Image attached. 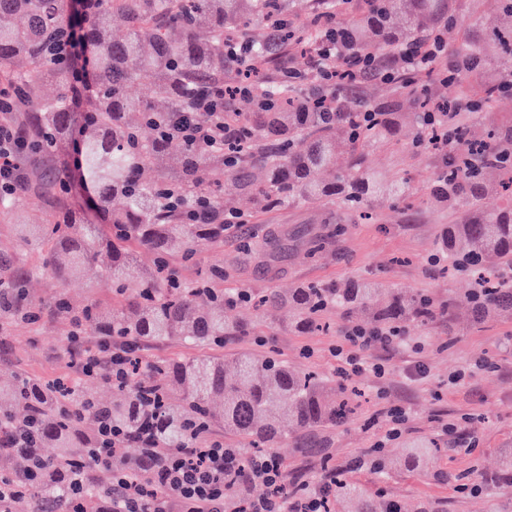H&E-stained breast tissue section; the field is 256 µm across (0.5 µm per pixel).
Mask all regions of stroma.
Returning a JSON list of instances; mask_svg holds the SVG:
<instances>
[{
  "mask_svg": "<svg viewBox=\"0 0 512 512\" xmlns=\"http://www.w3.org/2000/svg\"><path fill=\"white\" fill-rule=\"evenodd\" d=\"M497 0H449L453 22L443 28L448 45H456L480 26H512L500 17ZM358 100L409 113L411 119L398 142L381 143L365 153L367 166L387 178L408 181L411 196L393 204L368 202L363 211L348 209L336 202L323 207L295 203L256 211L252 195L239 171L227 172L220 192L225 212L243 214L244 228L228 230L222 243L206 248L193 259L172 258L171 267L185 280L204 276L208 267L223 264L225 285L284 292L311 283L344 286L352 282H376L406 294L430 296L437 305L436 317L410 322L404 327V344L396 350L373 351L383 360V378L350 376L351 384L362 392L356 417L316 431H293L274 445L289 483L315 482L323 466H340L362 456L377 443L394 452L412 440L427 439L440 446L438 474L390 471L379 475L362 469L353 472L354 481L384 499L399 502L402 512H512V492L497 489L499 460L512 449V314L475 321L469 294L471 278L444 274L448 253L441 246L445 226L460 223L467 206L446 207L433 201L430 192L445 168L441 155L416 147L420 134L417 104L396 85L371 83L356 89ZM82 197L66 195L48 202L25 191L13 200L11 212L0 213V253L13 255L23 277L24 299L39 305L44 315L34 324L0 319V373L30 377L50 383L72 375L86 397L107 402L109 385L93 378L73 375L68 353L71 323L58 315L54 303L66 296L73 303H91L109 311L120 307L112 276L95 265L67 280L57 279L44 252L21 247L15 234L18 222L39 216L48 219L68 207L85 205ZM345 224L344 234L326 236L329 217ZM324 236L323 249L308 256L299 247L278 257L244 259L246 240L276 237L297 229ZM226 317L245 326L244 334L226 340L220 352L225 359L249 354L256 357L277 352L289 366L314 372L330 386L341 378L332 350L343 344L345 330L355 325L354 317L330 308L322 320L327 331L301 333L290 326L288 309L259 310L230 306ZM423 362L428 373L414 380L409 369ZM484 362L475 370V362ZM462 371V385L448 383L450 373ZM407 411V421L399 440L383 442L393 406ZM452 421L473 443L472 448L449 450L441 435V423Z\"/></svg>",
  "mask_w": 512,
  "mask_h": 512,
  "instance_id": "1",
  "label": "stroma"
}]
</instances>
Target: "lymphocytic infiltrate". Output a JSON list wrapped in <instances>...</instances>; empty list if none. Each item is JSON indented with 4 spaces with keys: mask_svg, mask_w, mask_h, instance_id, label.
Returning <instances> with one entry per match:
<instances>
[{
    "mask_svg": "<svg viewBox=\"0 0 512 512\" xmlns=\"http://www.w3.org/2000/svg\"><path fill=\"white\" fill-rule=\"evenodd\" d=\"M321 35L310 53V68L298 70L291 53L277 57L281 79L291 84L307 83L309 111L328 117L348 112L352 102L339 94L340 88H353L371 82L405 83L408 78L432 75L448 47L441 34L429 33L403 44L396 51L352 64L338 54L340 29L336 14L321 13L316 23ZM254 101L257 110L275 107L271 91L238 81L233 92L214 91L199 96L191 112L172 113L159 126L162 137L186 142L198 151L220 150L228 166H235L247 141V122L236 112V99ZM472 101L461 98L421 113L423 131L443 128V148H450L456 137V118L470 111ZM29 141L28 130L15 113H0V194L13 195L29 186V172L23 159ZM345 342L335 351L342 375L384 376L382 363L367 358V351L396 349L401 340L397 328L354 325L346 329ZM139 346L120 336H102L95 343L84 342L80 333L70 336L71 365L85 378H96L112 385H123L129 364ZM88 410L96 415V438L87 461L69 466L70 490L58 499L53 512H82L81 496L86 482H93L103 503V512H327L335 491L337 472H354L364 467L354 457L341 469H325L321 479L298 496L286 494L288 478L280 458L271 452L242 457L222 440L196 435L184 447L164 448L155 443L149 428L130 432L114 425L108 412L91 402ZM124 448H139L145 455L128 471L111 467V455ZM1 453H19L31 463L29 471L0 475V512H12L20 498H34L42 470L51 461L42 451L36 419L16 428L0 440ZM263 486V495L250 494L252 486Z\"/></svg>",
    "mask_w": 512,
    "mask_h": 512,
    "instance_id": "f902f5d3",
    "label": "lymphocytic infiltrate"
}]
</instances>
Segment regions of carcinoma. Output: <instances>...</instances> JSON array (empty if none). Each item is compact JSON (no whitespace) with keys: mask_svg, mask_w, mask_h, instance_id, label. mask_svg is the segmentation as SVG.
Here are the masks:
<instances>
[{"mask_svg":"<svg viewBox=\"0 0 512 512\" xmlns=\"http://www.w3.org/2000/svg\"><path fill=\"white\" fill-rule=\"evenodd\" d=\"M75 14L70 0H0V85L11 92L13 111L35 113L32 150L59 153L70 144L73 119L69 91L75 81L69 66L65 39L68 31L81 33L80 41L90 51L94 86L75 145L81 172L95 192L94 210L107 217L102 229L84 212L66 209L52 224H18L16 235L28 246L47 252L54 260L55 274L67 279L89 263L112 274L125 310L102 313L91 305L77 306L59 298L55 311L96 336L108 333L137 342L180 339L200 345H224V339L242 332V327L224 314L226 299L250 303L255 295L246 289H224V270L217 265L210 285L196 286L160 274L175 256L192 258L198 250L224 238L222 224H188L181 213L168 206L180 199L189 207L204 196L207 184L224 180V155L198 154L183 146L175 165L152 180H145V167L161 163L169 141L162 139L157 122L173 112H186L197 96L224 85V34L244 28L256 54L268 49L263 30L277 17H288L292 8L285 0H82ZM444 0H380L345 27L339 44L342 58L352 60L367 54H387L416 37L445 15ZM127 23L121 39L112 38V15ZM512 34L483 31L454 50L458 60L455 81L463 84L471 73L486 69L501 57L500 47ZM161 104L132 98L128 88L143 80ZM51 82L58 96L45 101L44 83ZM307 98L286 99L278 112H258L257 129L270 143L257 155L244 160L249 170L246 184L254 191L257 209L264 211L285 202L319 203L340 197L351 208L376 197L400 199L409 193L405 182L389 181L365 166V148L398 136L405 125L401 112H386L381 121L362 134L356 128L357 113L338 112L324 123L315 112L306 111ZM152 136L144 139L139 128ZM255 129V130H257ZM250 130V140H255ZM512 141V127L491 128L486 137L472 141L464 136L454 144L456 157L448 159L432 198L450 207L466 200L470 212L459 224H450L441 235L455 267L460 272L488 268L499 259L512 264V201L498 211L479 207L492 186L488 170L512 169L505 148ZM346 153L347 171L333 182L321 174L336 167L337 156ZM41 194L58 197L63 179L54 168L39 175ZM139 245L156 255L155 270L142 275L135 266L131 246ZM281 240L249 241L243 250L250 257L276 253ZM0 286L16 296L22 281L0 258ZM479 317L512 310V288L480 276L473 294ZM268 309L284 305L293 310L291 327L300 331L319 328L317 318L336 307L349 315L367 314L386 327H398L409 319L426 321L437 309L431 298L388 291L377 283H353L347 288L300 285L281 295L269 292L259 299ZM149 386L157 401L144 399ZM81 407L86 402L77 387L62 397L52 386L34 394L20 381L0 384V434L11 430L24 415L37 414L42 442L58 450L55 465L83 459L93 445V430L81 417L63 418L62 400ZM113 423L136 429L145 421L166 448H181L191 432L203 433L211 424L222 423L254 445L268 446L290 430L333 426L351 417L354 408L344 391L329 388L323 379L297 373L273 355L256 358L240 355L231 360L201 356L169 359L142 366L122 386L113 388L106 405ZM437 448L426 440L407 443L393 457L374 453L377 470L435 471ZM67 481L42 478L38 497L51 501L65 493ZM336 497L349 512H390V502L374 497L344 475L336 478Z\"/></svg>","mask_w":512,"mask_h":512,"instance_id":"1","label":"carcinoma"}]
</instances>
